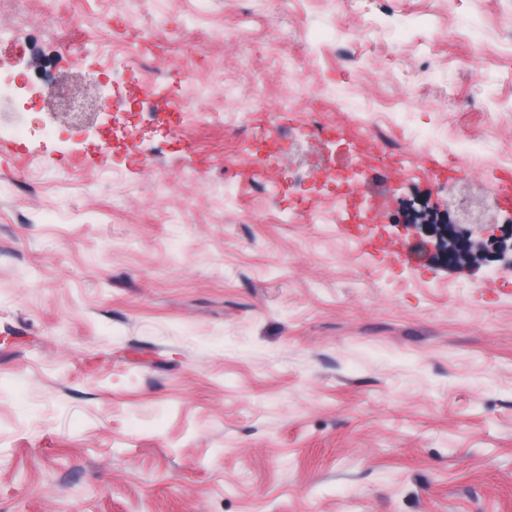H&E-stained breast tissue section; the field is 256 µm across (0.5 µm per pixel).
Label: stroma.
<instances>
[{
	"mask_svg": "<svg viewBox=\"0 0 512 512\" xmlns=\"http://www.w3.org/2000/svg\"><path fill=\"white\" fill-rule=\"evenodd\" d=\"M50 5L81 26L33 38L24 16ZM115 7L0 9V84L93 73L102 96L138 93L146 71L113 70L100 25ZM509 17L512 0H148L127 39L175 69L170 42L203 36L213 67L194 83L220 122L186 148L108 112L70 137L1 130L0 512H512V254L449 265L389 222L368 225L369 249L339 223H278L254 191L265 177L329 204L349 155L358 200L383 178L385 212L418 190L447 207L405 157L369 162L366 137L315 141L300 171L248 155L309 113L347 130L389 100L392 140L438 131L432 159L497 185Z\"/></svg>",
	"mask_w": 512,
	"mask_h": 512,
	"instance_id": "stroma-1",
	"label": "stroma"
}]
</instances>
